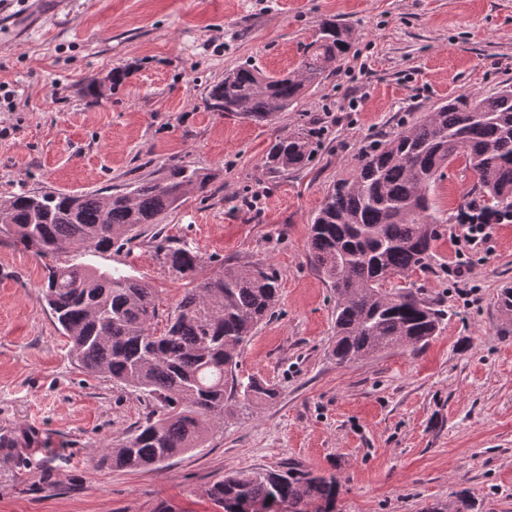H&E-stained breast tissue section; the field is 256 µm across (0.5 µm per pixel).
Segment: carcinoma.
I'll return each mask as SVG.
<instances>
[{
  "label": "carcinoma",
  "instance_id": "1",
  "mask_svg": "<svg viewBox=\"0 0 512 512\" xmlns=\"http://www.w3.org/2000/svg\"><path fill=\"white\" fill-rule=\"evenodd\" d=\"M354 39L353 29L326 19L307 45L302 73L267 76L250 64L224 74L207 105L266 124L298 103L335 70ZM466 154L476 181L460 205L475 207L491 224L512 217V86L486 96L461 94L418 117L408 128L361 154L353 173L323 197L310 227V261L335 288L336 364L378 353L421 349L445 317L440 301L401 283L428 267L441 220L429 191L438 173ZM312 142L299 129L272 142L265 167L272 174L298 172ZM211 175L173 164L167 171L73 198L68 193L22 191L7 199L10 234L42 256L70 260L48 267L44 298L67 339L73 361L88 373L130 387L154 405L150 416L103 460L117 469L154 470L198 448L240 392L248 400H273L275 388L235 374V353L278 301V283L262 264H226L210 275L187 245L161 249L168 268L194 286L152 331L154 291L120 271H100L80 258L89 251L120 250L146 224L176 208L190 194L209 197ZM341 483L334 476L288 469L239 471L205 489L217 512H247L256 502L269 512H336Z\"/></svg>",
  "mask_w": 512,
  "mask_h": 512
}]
</instances>
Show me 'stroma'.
I'll return each mask as SVG.
<instances>
[{
  "instance_id": "1",
  "label": "stroma",
  "mask_w": 512,
  "mask_h": 512,
  "mask_svg": "<svg viewBox=\"0 0 512 512\" xmlns=\"http://www.w3.org/2000/svg\"><path fill=\"white\" fill-rule=\"evenodd\" d=\"M355 39L335 73L268 125L206 108L211 85L249 63L298 67L322 20ZM122 73L113 83V73ZM95 87H88V79ZM512 83V0H66L21 42L0 45V200L21 191L122 190L183 163L213 176L149 236L84 263L122 269L156 296L164 329L186 287L163 264L164 238L215 271L275 272L279 300L238 349L239 379L278 390L233 401L202 447L154 471L103 464L150 407L132 388L73 364L45 302L49 258L0 233V512H214L208 485L241 470L296 467L337 476L336 512H512V223L476 251L456 243L457 207L473 184L457 158L429 197L444 223L429 269L411 280L448 313L422 350L337 366L336 292L311 265L309 225L327 189L362 150L460 94ZM313 134L307 167L264 165L276 136Z\"/></svg>"
}]
</instances>
